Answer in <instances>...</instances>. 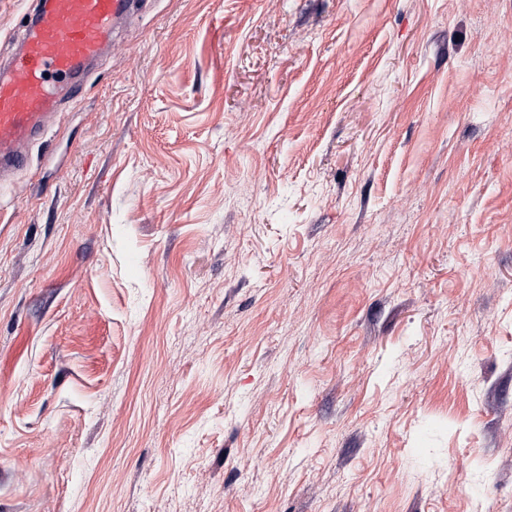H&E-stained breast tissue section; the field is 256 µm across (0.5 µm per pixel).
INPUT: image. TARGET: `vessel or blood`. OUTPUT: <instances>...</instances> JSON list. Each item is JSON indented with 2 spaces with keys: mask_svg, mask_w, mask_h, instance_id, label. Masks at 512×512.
Instances as JSON below:
<instances>
[{
  "mask_svg": "<svg viewBox=\"0 0 512 512\" xmlns=\"http://www.w3.org/2000/svg\"><path fill=\"white\" fill-rule=\"evenodd\" d=\"M144 0H43L15 32L0 65V185L29 165L31 146L51 130L64 95L77 92L116 31Z\"/></svg>",
  "mask_w": 512,
  "mask_h": 512,
  "instance_id": "1",
  "label": "vessel or blood"
}]
</instances>
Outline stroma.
Segmentation results:
<instances>
[{"instance_id":"stroma-1","label":"stroma","mask_w":512,"mask_h":512,"mask_svg":"<svg viewBox=\"0 0 512 512\" xmlns=\"http://www.w3.org/2000/svg\"><path fill=\"white\" fill-rule=\"evenodd\" d=\"M0 512H512V0L116 35L0 194Z\"/></svg>"}]
</instances>
